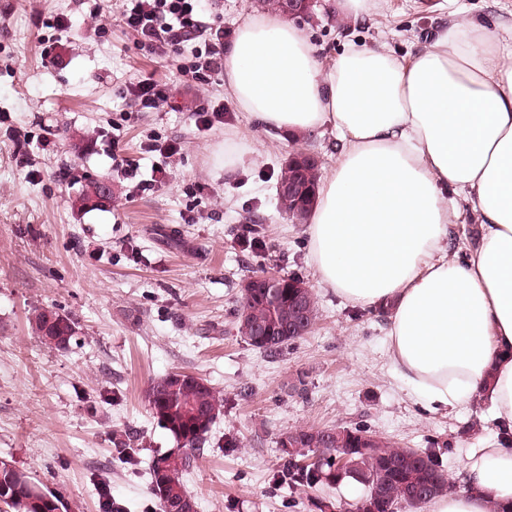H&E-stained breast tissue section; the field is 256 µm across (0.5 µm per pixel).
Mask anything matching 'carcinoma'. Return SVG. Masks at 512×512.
Masks as SVG:
<instances>
[{"label": "carcinoma", "mask_w": 512, "mask_h": 512, "mask_svg": "<svg viewBox=\"0 0 512 512\" xmlns=\"http://www.w3.org/2000/svg\"><path fill=\"white\" fill-rule=\"evenodd\" d=\"M303 181L305 194L300 198L283 199L279 210L301 224L307 219L312 202L316 195L319 181V168L295 164H284L281 167L277 183ZM278 309L271 311L265 300V293L259 289L250 291L241 297L236 313L238 332L255 349L276 355L298 337L288 335V326L302 320L312 327L318 319L315 297H310L307 315H302L290 299V289L280 290L277 301ZM60 316L51 309L39 311L32 323L36 335L41 341L59 349L63 343H71L76 335V324L64 316L65 326L58 330L50 323V319ZM268 326L269 336L254 335V328ZM147 400L152 415L162 428L167 430L181 448L153 458L150 467L151 491L158 498L162 512H170L173 502L191 495L184 480L187 473L203 451L207 436L224 413V398L208 381L198 382L196 376L185 372L169 373L153 382L147 392ZM297 434L290 447L281 449L284 463L282 468L272 476L276 484L286 483L294 488L297 486L313 488L323 483L363 479L370 482L364 494L356 501L358 512H396L402 506L418 509L421 504L407 498V482L412 479L426 499L450 492V485L432 450L420 451L416 454L411 449L377 437L376 451L364 454L358 450L356 433L370 434L363 427L350 428L339 445L326 440L324 429L307 427L294 430ZM352 449V468L350 473L342 476L337 472L339 458ZM311 454L319 456L315 464L305 465L303 461ZM30 493L20 490L11 497L8 507L13 512H36L30 505Z\"/></svg>", "instance_id": "cac0c4a2"}]
</instances>
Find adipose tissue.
Wrapping results in <instances>:
<instances>
[{
    "label": "adipose tissue",
    "instance_id": "1",
    "mask_svg": "<svg viewBox=\"0 0 512 512\" xmlns=\"http://www.w3.org/2000/svg\"><path fill=\"white\" fill-rule=\"evenodd\" d=\"M224 84L271 138L338 132L311 211L314 264L346 301L389 305L411 399L439 412L477 396L512 428V23L454 21L404 58L350 46L324 70L292 22L249 16ZM449 191L479 224L461 261ZM459 480L424 512H512V450L485 444Z\"/></svg>",
    "mask_w": 512,
    "mask_h": 512
}]
</instances>
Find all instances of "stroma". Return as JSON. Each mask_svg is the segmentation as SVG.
<instances>
[{
    "mask_svg": "<svg viewBox=\"0 0 512 512\" xmlns=\"http://www.w3.org/2000/svg\"><path fill=\"white\" fill-rule=\"evenodd\" d=\"M510 10L512 0H377L353 19L337 0H317L295 23L327 68L350 45L404 57L450 19ZM259 12L255 0H206L200 19L229 40ZM61 14L71 26L50 63L42 51ZM193 48L144 41L126 27L120 0H0V459L69 512H100L103 483L122 512H161L148 467L177 442L146 394L153 381L185 372L224 395V414L185 477L197 512H316L317 498H359L350 481L273 484L280 438L311 426H361L417 450L438 443L442 469L461 491L458 473L498 437L489 404L473 399L436 414L414 404L391 366L387 313L323 286L307 225L276 210L289 154L315 153L329 171L335 132L271 140L223 76L181 80L177 66ZM145 78L173 88L164 108L140 109L129 96ZM218 105L223 121L197 131L193 110ZM152 138L180 141V155L146 151ZM116 154L142 179L158 167L169 176L136 191L113 170ZM96 180L111 184V197L84 202ZM249 216L263 235L257 254L242 244ZM256 273L303 278L317 298L316 324L276 357L237 331L241 285ZM47 308L74 320L67 348L33 334L30 317Z\"/></svg>",
    "mask_w": 512,
    "mask_h": 512,
    "instance_id": "35a3bbf8",
    "label": "stroma"
}]
</instances>
